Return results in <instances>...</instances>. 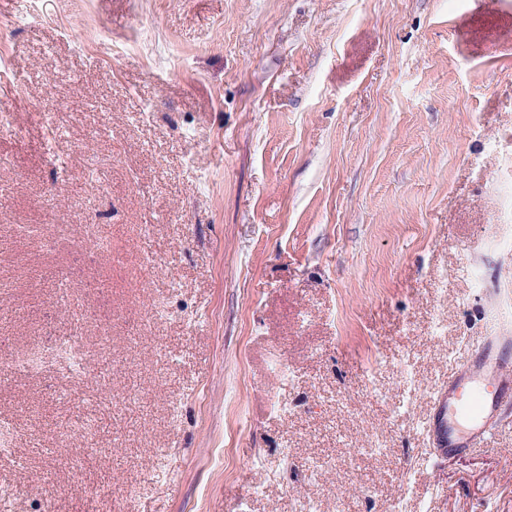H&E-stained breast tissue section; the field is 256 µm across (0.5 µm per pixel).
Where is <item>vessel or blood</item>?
<instances>
[{
	"label": "vessel or blood",
	"mask_w": 512,
	"mask_h": 512,
	"mask_svg": "<svg viewBox=\"0 0 512 512\" xmlns=\"http://www.w3.org/2000/svg\"><path fill=\"white\" fill-rule=\"evenodd\" d=\"M484 346L434 392V439L443 454L461 456L487 444L499 430L500 411L512 401V335L488 317Z\"/></svg>",
	"instance_id": "b4317fda"
}]
</instances>
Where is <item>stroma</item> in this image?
Returning a JSON list of instances; mask_svg holds the SVG:
<instances>
[{"label":"stroma","instance_id":"stroma-1","mask_svg":"<svg viewBox=\"0 0 512 512\" xmlns=\"http://www.w3.org/2000/svg\"><path fill=\"white\" fill-rule=\"evenodd\" d=\"M0 82V354L88 367L0 377V512H512V407L430 432L512 325V0H0ZM483 341L481 354L459 367L434 392L431 431L439 450L448 456H461L487 444L503 425L499 416L503 405L512 401V361L505 356L512 336L492 314ZM470 397L476 398L478 406L467 414L464 409ZM83 349L68 336H57L46 347L1 355V373H39L47 365L61 368L72 377L82 375Z\"/></svg>","mask_w":512,"mask_h":512}]
</instances>
